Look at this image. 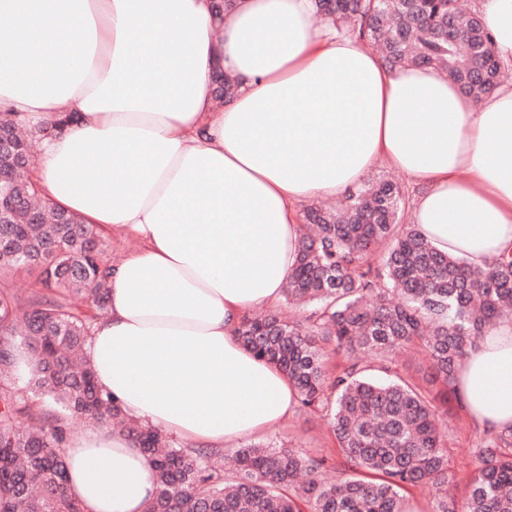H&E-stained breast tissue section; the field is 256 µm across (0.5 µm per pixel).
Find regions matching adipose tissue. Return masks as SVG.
Returning a JSON list of instances; mask_svg holds the SVG:
<instances>
[{"label":"adipose tissue","instance_id":"obj_1","mask_svg":"<svg viewBox=\"0 0 512 512\" xmlns=\"http://www.w3.org/2000/svg\"><path fill=\"white\" fill-rule=\"evenodd\" d=\"M0 0V108L43 140L34 177L57 208L138 248L107 279L86 356L123 413L194 447L265 437L297 391L236 334L296 264L300 202L341 197L378 165L419 190L417 229L483 268L512 259V83L475 102L427 67L387 68L315 0ZM512 60V0H477ZM65 30L79 52L54 48ZM150 57L139 67L131 52ZM239 87L217 99L215 76ZM466 416L512 429V322L458 366ZM83 512H144L152 458L104 424L68 439Z\"/></svg>","mask_w":512,"mask_h":512}]
</instances>
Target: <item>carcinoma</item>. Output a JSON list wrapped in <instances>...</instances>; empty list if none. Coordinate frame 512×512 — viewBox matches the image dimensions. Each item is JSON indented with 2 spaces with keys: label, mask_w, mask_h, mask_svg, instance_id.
<instances>
[{
  "label": "carcinoma",
  "mask_w": 512,
  "mask_h": 512,
  "mask_svg": "<svg viewBox=\"0 0 512 512\" xmlns=\"http://www.w3.org/2000/svg\"><path fill=\"white\" fill-rule=\"evenodd\" d=\"M318 7L387 67H432L475 101L512 68L478 11L459 0ZM22 125L0 113V184L13 194L0 222V273L35 271L38 289L22 313L0 293V372L22 346L35 371L23 388L0 386V512H82L68 493L63 448L79 416L118 421L153 458L157 492L145 512H405L402 492L426 487L430 512H512V430L483 431L469 495L457 504L443 415L393 357L423 344L448 401L459 362L512 304V260L472 268L439 252L407 223L409 192L389 179L365 183L335 211L310 208L286 289L298 316H245L237 335L288 376L301 408L325 412L339 463L255 443L224 469L127 417L98 386L84 350L106 306L112 261L102 231L42 198L30 177L35 131ZM16 413L32 425L19 426ZM335 465L342 476L321 478Z\"/></svg>",
  "instance_id": "carcinoma-1"
}]
</instances>
